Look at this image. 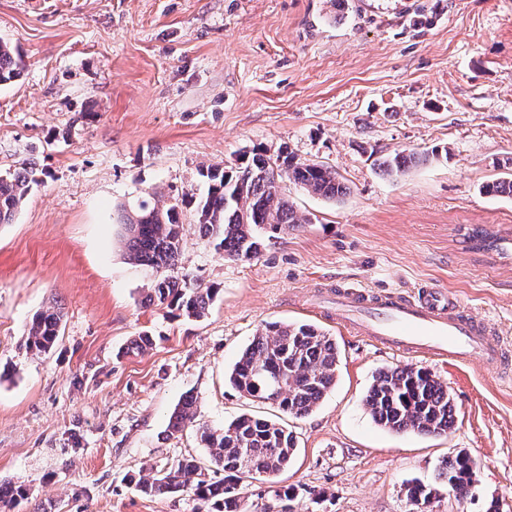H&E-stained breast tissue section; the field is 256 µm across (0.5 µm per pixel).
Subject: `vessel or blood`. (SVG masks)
Segmentation results:
<instances>
[{
  "label": "vessel or blood",
  "instance_id": "vessel-or-blood-1",
  "mask_svg": "<svg viewBox=\"0 0 512 512\" xmlns=\"http://www.w3.org/2000/svg\"><path fill=\"white\" fill-rule=\"evenodd\" d=\"M314 303L347 327L396 351L438 359H478L504 365L507 349L484 320L461 310L445 289L425 285L415 296L347 289L315 296Z\"/></svg>",
  "mask_w": 512,
  "mask_h": 512
}]
</instances>
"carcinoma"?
Masks as SVG:
<instances>
[{"instance_id": "cac0c4a2", "label": "carcinoma", "mask_w": 512, "mask_h": 512, "mask_svg": "<svg viewBox=\"0 0 512 512\" xmlns=\"http://www.w3.org/2000/svg\"><path fill=\"white\" fill-rule=\"evenodd\" d=\"M24 67L18 49L0 41V84L19 78ZM438 156L437 148L423 155L395 150L378 156L374 166L383 176L399 177ZM201 176L207 191L196 203V222L225 257L240 261L259 254V230L268 228L275 233L305 222L279 189L283 179L326 200L340 199L349 190L333 169L303 161L286 148L274 158L256 149L241 158L234 169L208 168ZM36 183L35 169L28 165L0 176V224L12 223ZM481 191L489 196L512 197V173L486 183ZM120 223L125 229L128 258L160 272L146 304L164 305L189 319L204 316L215 289L188 288L174 274L181 250L178 205L142 201L135 208L123 206ZM61 320L62 314L54 308L36 314L26 340L27 351L48 352ZM337 362L336 340L328 333L310 323L272 321L253 336L234 365L229 382L245 395L303 418L335 387ZM363 402L376 424L397 434L441 435L455 423L456 405L448 388L431 372L412 364L378 371ZM196 410L192 396L179 402L168 421L169 435L192 425ZM197 435L216 470L224 472L221 479L206 476L196 459L183 458L163 474L139 476L135 480L137 490L147 496L190 492L211 503L215 512H243L242 484L249 479H276L288 470L296 452L292 432L274 421L252 416H240L220 430L200 427ZM472 465L470 453L459 450L440 462L435 485L416 483L409 487L408 500L416 512H430L438 485L461 500L472 496L476 481ZM30 495V489L22 485H0L3 507L26 501Z\"/></svg>"}]
</instances>
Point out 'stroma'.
Listing matches in <instances>:
<instances>
[{"instance_id": "obj_1", "label": "stroma", "mask_w": 512, "mask_h": 512, "mask_svg": "<svg viewBox=\"0 0 512 512\" xmlns=\"http://www.w3.org/2000/svg\"><path fill=\"white\" fill-rule=\"evenodd\" d=\"M0 40L25 61L0 86V174L30 163L38 179L0 224V484L31 491L16 512H213L133 484L190 455L208 463L194 430L165 432L188 394L209 428L249 414L296 438L277 483L245 482L244 512H409L408 487L461 449L479 463L474 493L439 489L434 512L493 499L512 512V379L380 348L311 300L431 282L512 345V248L467 241L480 227L512 244V197L481 191L512 169V0H0ZM282 146L331 166L348 194L283 181L306 222L248 261L215 249L183 205L176 272L216 295L197 320L145 305L157 274L128 260L116 209L200 196L201 170ZM437 146L446 156L397 178L374 166L376 151ZM50 307L55 347L27 352ZM270 321L336 339V385L304 418L228 381ZM144 332L153 348L128 351ZM406 363L453 394L448 434H395L366 410L377 372Z\"/></svg>"}]
</instances>
